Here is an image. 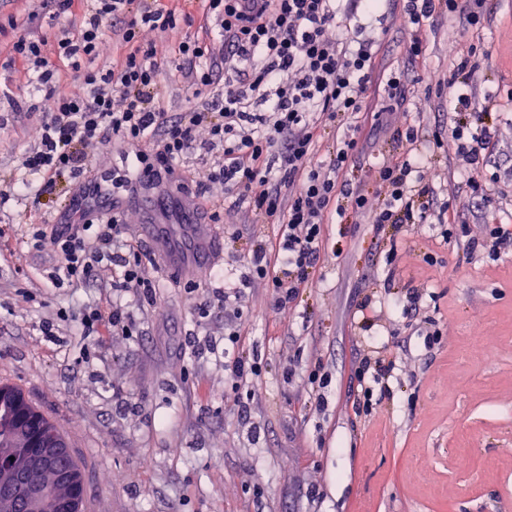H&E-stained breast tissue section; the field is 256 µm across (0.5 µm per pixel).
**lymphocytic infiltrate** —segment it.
<instances>
[{
    "label": "lymphocytic infiltrate",
    "instance_id": "f902f5d3",
    "mask_svg": "<svg viewBox=\"0 0 512 512\" xmlns=\"http://www.w3.org/2000/svg\"><path fill=\"white\" fill-rule=\"evenodd\" d=\"M9 51L39 86L36 99L14 100L0 113V129H20L36 119L37 135L19 157L25 179L0 181V206L25 192L29 177L39 196L65 184V218L28 225L25 239L49 252L52 287L100 282L155 305L156 285L129 232L121 196L143 190L179 192L189 179L182 167L193 152L208 164L196 177L201 190L248 204L252 223L277 225L278 244L257 243L249 259L253 277L271 288V305L285 310L325 249V226L339 200L365 213L375 229L427 224L453 210L439 201L418 145L421 132L398 127L396 112L410 96L409 69L424 53L427 33L451 17V37L489 21L488 0H204L201 17L180 0H37ZM402 17L406 65L381 73L384 39L371 18ZM117 55L99 62L104 37ZM170 42L186 91L179 112L163 108L164 60L155 38ZM336 136L323 146L326 128ZM392 130L403 157L372 169L375 199L347 188L343 172L364 152L366 129ZM479 186L484 158L497 144L486 111L455 119L449 134L434 133ZM121 147L128 162L113 177L89 174L90 150ZM201 277L187 283L197 294L198 328L224 315V339L237 344L246 312L239 288L200 293ZM78 323L85 336L133 333V319L118 301L59 311L57 321Z\"/></svg>",
    "mask_w": 512,
    "mask_h": 512
}]
</instances>
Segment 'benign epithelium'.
<instances>
[{"label": "benign epithelium", "mask_w": 512, "mask_h": 512, "mask_svg": "<svg viewBox=\"0 0 512 512\" xmlns=\"http://www.w3.org/2000/svg\"><path fill=\"white\" fill-rule=\"evenodd\" d=\"M23 453L17 465L0 467V512H33L43 503L53 512H67L73 475L36 439H19Z\"/></svg>", "instance_id": "obj_1"}]
</instances>
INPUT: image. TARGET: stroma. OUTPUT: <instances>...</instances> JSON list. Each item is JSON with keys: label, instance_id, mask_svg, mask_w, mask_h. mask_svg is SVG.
<instances>
[{"label": "stroma", "instance_id": "1", "mask_svg": "<svg viewBox=\"0 0 512 512\" xmlns=\"http://www.w3.org/2000/svg\"><path fill=\"white\" fill-rule=\"evenodd\" d=\"M491 6L490 24L456 43L447 25L429 33L411 100L396 115L426 136L448 126L428 87L469 48L485 56L466 105L497 102L500 139L485 165L501 180L489 185L483 216L448 239L441 224L379 232L346 210L327 225L330 246L307 288L276 311L247 266L256 239L274 245L275 226L235 227V199L206 193L223 209L215 227L223 257L213 263L219 278L202 286L243 289L238 344L223 343L218 316L207 328L217 350L185 354L197 327L184 268L148 254L160 301H131L135 335L96 340L67 324L58 343L46 341L39 326L58 309L106 305L112 291L45 287L48 262L28 250L25 229L61 211L62 200L24 197L0 211L9 230L0 241V383L21 388L70 444L85 470L84 512H512V250H467L486 225L512 226V0ZM401 154L390 133L374 134L343 179L374 193L371 168ZM424 176L441 198L470 209L475 197L453 151H435ZM40 285L42 304L23 298ZM409 290L420 297L414 317L395 303ZM362 350L395 361L392 394L368 415L357 412L350 382ZM241 356L262 366L250 400L225 377V364ZM316 366L326 387L308 380ZM462 455L474 470L458 469Z\"/></svg>", "mask_w": 512, "mask_h": 512}]
</instances>
